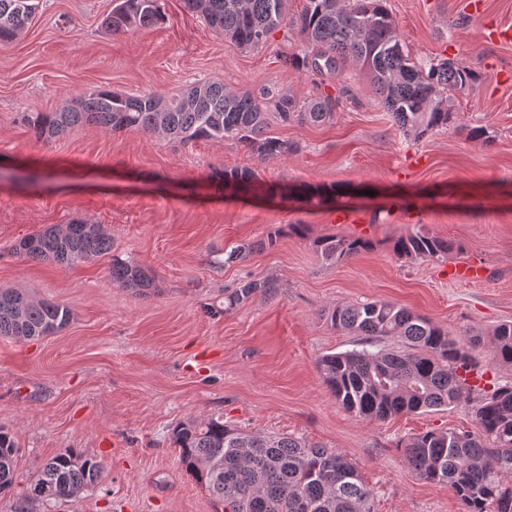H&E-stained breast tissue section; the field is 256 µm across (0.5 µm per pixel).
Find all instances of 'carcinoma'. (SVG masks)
<instances>
[{
	"instance_id": "carcinoma-1",
	"label": "carcinoma",
	"mask_w": 512,
	"mask_h": 512,
	"mask_svg": "<svg viewBox=\"0 0 512 512\" xmlns=\"http://www.w3.org/2000/svg\"><path fill=\"white\" fill-rule=\"evenodd\" d=\"M41 0H0V45L11 42L40 8ZM209 27L246 50L264 48L275 31H295L306 51L285 63L309 73L340 75L355 66L369 82L373 102L394 125L415 139L448 127V92L462 90L476 73L453 60H418L404 49L386 0H305L289 13L288 0H186ZM165 21L161 0H121L103 20L114 35ZM340 99L331 94L302 103L274 86L231 91L221 81L188 86L172 96L152 92L124 95L99 90L79 97L60 112H32L26 122L38 137L50 140L85 124L113 133L137 130L183 145L200 140L232 141L262 160L298 152L299 147L271 135V119L282 123L321 124L334 117ZM231 194L278 195L265 187L256 170L230 168L218 176ZM276 239L231 245L224 263L245 260ZM317 251L341 262L373 247L362 237L325 236ZM455 249L453 241L410 232L393 242V251L410 259L438 260ZM16 253L25 259L72 268L112 250V238L97 224L74 221L21 238ZM113 283L149 294L155 277L140 264L112 256ZM278 283L243 280L224 293L221 313H229L257 291L270 295ZM71 310L18 288L0 289V336L29 340L63 330ZM332 326L357 336V347L323 355L317 368L326 388L346 411L386 420L450 407L472 390L463 375L475 371L472 351L478 340L462 343L430 319L407 307L385 302L337 304L328 309ZM493 354L512 367V322L493 333ZM396 339L404 349L382 346ZM476 431H427L402 442L408 464L425 481L446 483L461 512H512V385L499 386L473 407ZM173 444L186 470L224 512H374L373 493L345 455L309 446L291 435H262L235 428L221 418L190 419L176 426ZM18 446L0 429V497L14 482ZM102 460L69 451L49 458L12 512H34L52 501L77 500L103 475Z\"/></svg>"
}]
</instances>
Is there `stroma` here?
Instances as JSON below:
<instances>
[{"instance_id": "stroma-1", "label": "stroma", "mask_w": 512, "mask_h": 512, "mask_svg": "<svg viewBox=\"0 0 512 512\" xmlns=\"http://www.w3.org/2000/svg\"><path fill=\"white\" fill-rule=\"evenodd\" d=\"M466 3L386 2L413 56L448 58L479 75L454 92L450 127L418 140L374 105L364 81H316L284 66L283 57L303 49L297 34L281 31L263 49L243 50L184 0H162L163 24L120 36L102 25L113 0H44L0 46V165L23 175L0 187V287L73 312L65 329L39 340L0 336V428L18 443L15 494L44 461L72 449L103 460L100 482L37 512H224L172 441L177 424L220 417L346 454L373 492L374 512H459L452 489L419 480L398 443L430 430H474L471 402L362 419L336 403L317 361L356 344L327 322L329 307L379 300L460 341L478 339L473 355L484 379L512 384V367L492 358L494 329L512 321V84L498 77L512 72V45L491 37L512 25V0H485L479 15ZM205 80L236 90L273 85L300 102L346 84L353 97L322 125L272 122L271 134L298 151L266 161L229 141L180 146L93 125L45 142L24 121L100 89L168 96ZM473 126L486 128L488 141L467 139ZM234 167L256 169L274 187L363 193L345 205L228 199L210 176ZM343 212L353 222H339ZM77 220L100 225L111 254L66 269L14 254L22 237ZM294 224L305 225V236L291 232ZM417 230L452 240L456 251L439 260L398 256L394 240ZM271 234L272 248L223 265L225 247ZM329 235L374 247L330 263L314 245ZM116 255L153 271V294L110 281ZM461 262L483 265V279L449 280V265ZM243 279H274L279 289L212 315Z\"/></svg>"}]
</instances>
